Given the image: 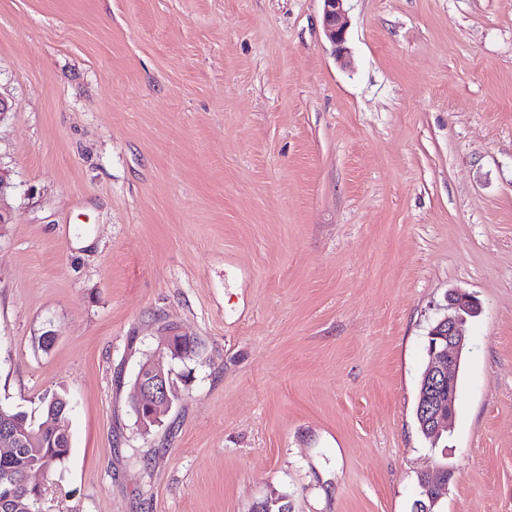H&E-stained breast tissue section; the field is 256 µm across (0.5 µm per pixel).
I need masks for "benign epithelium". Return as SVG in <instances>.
I'll use <instances>...</instances> for the list:
<instances>
[{"mask_svg":"<svg viewBox=\"0 0 512 512\" xmlns=\"http://www.w3.org/2000/svg\"><path fill=\"white\" fill-rule=\"evenodd\" d=\"M326 35L335 51L346 54L347 21L345 0H322ZM448 313L435 322L429 336L437 342L427 351L428 362L419 384L417 419L420 428L438 439L450 430L454 415V398L458 374L463 361L465 338L459 326L468 317H476L481 307L470 294L459 290L448 292ZM138 421L144 429L159 425L171 410L177 395L172 372L162 368L159 361L142 363L134 382ZM455 477V471L436 464L421 474L422 496L431 505L439 503Z\"/></svg>","mask_w":512,"mask_h":512,"instance_id":"benign-epithelium-1","label":"benign epithelium"}]
</instances>
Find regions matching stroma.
<instances>
[{"mask_svg":"<svg viewBox=\"0 0 512 512\" xmlns=\"http://www.w3.org/2000/svg\"><path fill=\"white\" fill-rule=\"evenodd\" d=\"M345 8L341 62L321 0H0V405L72 401L43 512H412L438 463V512H512V0ZM168 333L196 352L146 432ZM447 310L428 333L440 342L427 351L428 362L419 384L416 411L420 428L435 439L450 430L454 415L458 374L466 346L459 326L467 316H478L481 307L470 294L451 290ZM135 404L140 425L145 429L159 425L171 410L177 396L171 370L164 371L159 360L142 363L134 382ZM455 477V470L440 463L436 464L431 470L421 474L422 478V496H424L431 506L439 503L443 494L448 493L451 481Z\"/></svg>","mask_w":512,"mask_h":512,"instance_id":"stroma-1","label":"stroma"}]
</instances>
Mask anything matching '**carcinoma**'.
Returning <instances> with one entry per match:
<instances>
[{"label": "carcinoma", "mask_w": 512, "mask_h": 512, "mask_svg": "<svg viewBox=\"0 0 512 512\" xmlns=\"http://www.w3.org/2000/svg\"><path fill=\"white\" fill-rule=\"evenodd\" d=\"M40 403V418L26 417V429L34 436L24 437L11 454L0 453V475L12 478V482L0 486V501L9 498L0 512H40L41 490L25 483L23 474L31 469L53 472L69 458V399L53 393L43 396Z\"/></svg>", "instance_id": "obj_1"}]
</instances>
